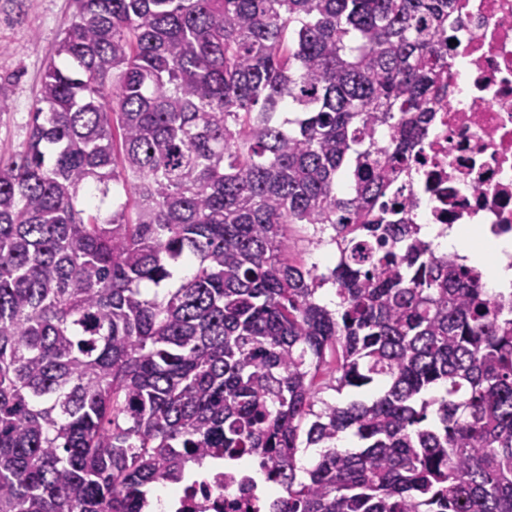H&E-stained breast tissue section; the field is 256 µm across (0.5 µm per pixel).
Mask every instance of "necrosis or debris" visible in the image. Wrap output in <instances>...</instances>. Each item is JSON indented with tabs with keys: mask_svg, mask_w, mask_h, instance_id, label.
<instances>
[{
	"mask_svg": "<svg viewBox=\"0 0 512 512\" xmlns=\"http://www.w3.org/2000/svg\"><path fill=\"white\" fill-rule=\"evenodd\" d=\"M448 87L415 148L419 179L405 187L411 220L448 230L475 224L512 236V0H458ZM246 476L218 466L180 488L166 512H268Z\"/></svg>",
	"mask_w": 512,
	"mask_h": 512,
	"instance_id": "1",
	"label": "necrosis or debris"
}]
</instances>
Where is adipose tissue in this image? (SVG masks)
<instances>
[{"label": "adipose tissue", "mask_w": 512, "mask_h": 512, "mask_svg": "<svg viewBox=\"0 0 512 512\" xmlns=\"http://www.w3.org/2000/svg\"><path fill=\"white\" fill-rule=\"evenodd\" d=\"M427 234L439 252L466 255L480 269L487 287L512 291V238L476 233L471 224H456L444 233L431 227Z\"/></svg>", "instance_id": "ef3b65f1"}]
</instances>
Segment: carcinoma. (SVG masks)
<instances>
[{
	"mask_svg": "<svg viewBox=\"0 0 512 512\" xmlns=\"http://www.w3.org/2000/svg\"><path fill=\"white\" fill-rule=\"evenodd\" d=\"M74 2L0 158V512H144L217 458L273 512H512V292L391 193L455 0ZM307 231L300 224L288 225V239L290 242L291 257L297 261L310 267L311 264L317 263L322 266L325 263V249H316L307 241Z\"/></svg>",
	"mask_w": 512,
	"mask_h": 512,
	"instance_id": "cac0c4a2",
	"label": "carcinoma"
}]
</instances>
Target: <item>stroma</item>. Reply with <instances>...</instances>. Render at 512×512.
Instances as JSON below:
<instances>
[{"label": "stroma", "mask_w": 512, "mask_h": 512, "mask_svg": "<svg viewBox=\"0 0 512 512\" xmlns=\"http://www.w3.org/2000/svg\"><path fill=\"white\" fill-rule=\"evenodd\" d=\"M72 0H0V156L21 150Z\"/></svg>", "instance_id": "35a3bbf8"}]
</instances>
